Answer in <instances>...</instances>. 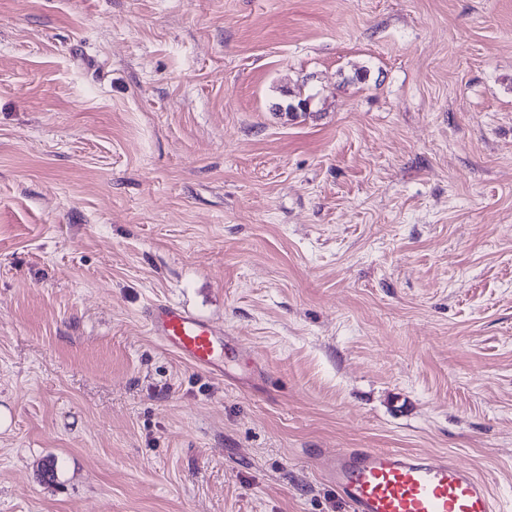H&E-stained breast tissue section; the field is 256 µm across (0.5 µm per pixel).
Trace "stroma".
I'll use <instances>...</instances> for the list:
<instances>
[{
    "instance_id": "35a3bbf8",
    "label": "stroma",
    "mask_w": 512,
    "mask_h": 512,
    "mask_svg": "<svg viewBox=\"0 0 512 512\" xmlns=\"http://www.w3.org/2000/svg\"><path fill=\"white\" fill-rule=\"evenodd\" d=\"M0 412V512H347L335 448L512 512V0H0ZM143 316L163 347L201 371L224 375V364L237 352V344L224 329L180 305L152 303Z\"/></svg>"
}]
</instances>
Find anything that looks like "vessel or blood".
Here are the masks:
<instances>
[{
    "label": "vessel or blood",
    "instance_id": "1",
    "mask_svg": "<svg viewBox=\"0 0 512 512\" xmlns=\"http://www.w3.org/2000/svg\"><path fill=\"white\" fill-rule=\"evenodd\" d=\"M163 347L193 367L223 374L237 345L223 329L170 302L143 313ZM325 477L349 512H499L485 479L444 454L339 448Z\"/></svg>",
    "mask_w": 512,
    "mask_h": 512
}]
</instances>
